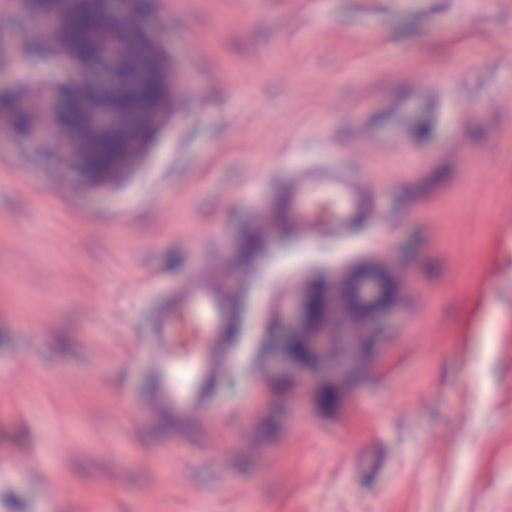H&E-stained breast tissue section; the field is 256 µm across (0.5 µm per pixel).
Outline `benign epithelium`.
I'll return each instance as SVG.
<instances>
[{
  "mask_svg": "<svg viewBox=\"0 0 512 512\" xmlns=\"http://www.w3.org/2000/svg\"><path fill=\"white\" fill-rule=\"evenodd\" d=\"M52 35L85 70L52 110V126L65 128L85 171L114 178L132 158L145 121L161 114L174 87L137 20L113 11L112 0H28Z\"/></svg>",
  "mask_w": 512,
  "mask_h": 512,
  "instance_id": "obj_1",
  "label": "benign epithelium"
}]
</instances>
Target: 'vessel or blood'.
Instances as JSON below:
<instances>
[{"mask_svg": "<svg viewBox=\"0 0 512 512\" xmlns=\"http://www.w3.org/2000/svg\"><path fill=\"white\" fill-rule=\"evenodd\" d=\"M438 107L429 95L415 105L405 97L382 100L364 134L380 136L389 122L404 133L409 125L436 116ZM377 202L373 186L350 167L319 164L289 175L276 196L261 200L255 222L291 226L312 240L333 233L343 237L364 224ZM343 278L354 297L350 320L361 323L364 313L382 303L388 285L352 267ZM236 309L232 284L214 274L193 272L162 288L142 352L148 377V393L138 403L143 413L178 423L209 408L214 389L224 379L227 330Z\"/></svg>", "mask_w": 512, "mask_h": 512, "instance_id": "1", "label": "vessel or blood"}]
</instances>
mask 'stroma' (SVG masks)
<instances>
[{"label":"stroma","instance_id":"35a3bbf8","mask_svg":"<svg viewBox=\"0 0 512 512\" xmlns=\"http://www.w3.org/2000/svg\"><path fill=\"white\" fill-rule=\"evenodd\" d=\"M179 93L121 182L45 114L78 62L0 0V512H512V0H115ZM427 89L405 144L371 102ZM342 161L379 208L347 240L256 229ZM411 285L359 327L342 271ZM233 282L203 417L136 406L160 287ZM309 337L316 360L288 354ZM55 459V470L45 466Z\"/></svg>","mask_w":512,"mask_h":512}]
</instances>
